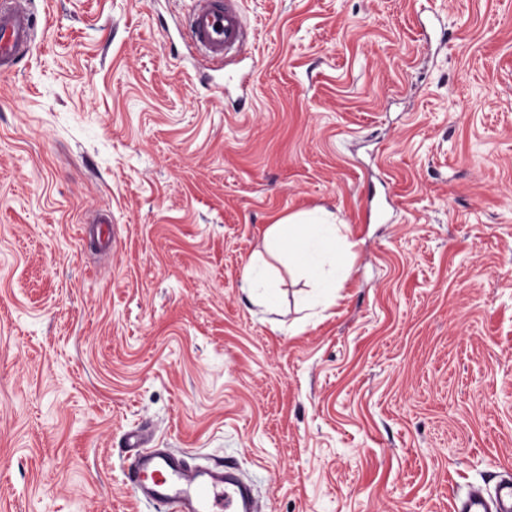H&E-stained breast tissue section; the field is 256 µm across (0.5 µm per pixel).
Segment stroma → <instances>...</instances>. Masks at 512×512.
<instances>
[{
	"mask_svg": "<svg viewBox=\"0 0 512 512\" xmlns=\"http://www.w3.org/2000/svg\"><path fill=\"white\" fill-rule=\"evenodd\" d=\"M190 6L34 0L0 75V512H157L145 423L266 512H451L512 475V0H240L220 86ZM317 207L335 301L249 303ZM343 224H335L325 208L276 218L265 231L268 256L293 273L299 271L313 287L326 295L336 294L346 279L336 243H345ZM271 265L262 256H260L249 268L244 278L245 288L243 290L247 294V299L254 305H263L271 308L276 303L275 288L278 283H272ZM259 290H264L266 295L259 297Z\"/></svg>",
	"mask_w": 512,
	"mask_h": 512,
	"instance_id": "obj_1",
	"label": "stroma"
}]
</instances>
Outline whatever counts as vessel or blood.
Wrapping results in <instances>:
<instances>
[{"mask_svg": "<svg viewBox=\"0 0 512 512\" xmlns=\"http://www.w3.org/2000/svg\"><path fill=\"white\" fill-rule=\"evenodd\" d=\"M191 44L214 69L245 36L238 0H195L188 15ZM37 16L30 0H0V73L14 72L32 47ZM123 481L137 501L160 512H260L262 505L240 470L205 465L184 451L157 448L151 432L130 430L124 437ZM453 512H512V477L494 486H468Z\"/></svg>", "mask_w": 512, "mask_h": 512, "instance_id": "vessel-or-blood-1", "label": "vessel or blood"}]
</instances>
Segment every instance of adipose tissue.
<instances>
[{"mask_svg": "<svg viewBox=\"0 0 512 512\" xmlns=\"http://www.w3.org/2000/svg\"><path fill=\"white\" fill-rule=\"evenodd\" d=\"M345 240L342 225L322 207L274 219L265 231L266 258L257 259L244 278L249 302L269 308L275 305L270 275L275 261L288 271L304 274L315 289L335 293L346 279L338 250Z\"/></svg>", "mask_w": 512, "mask_h": 512, "instance_id": "1", "label": "adipose tissue"}]
</instances>
